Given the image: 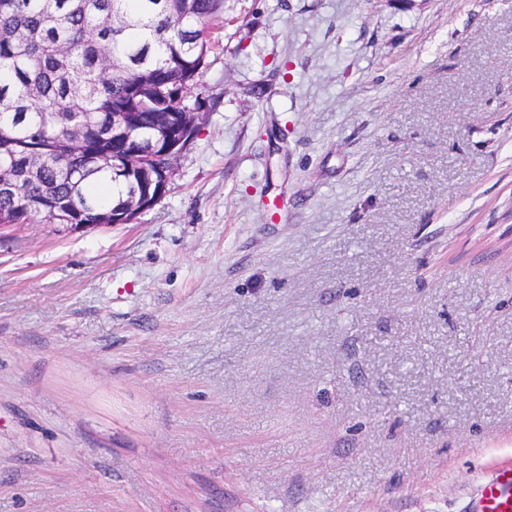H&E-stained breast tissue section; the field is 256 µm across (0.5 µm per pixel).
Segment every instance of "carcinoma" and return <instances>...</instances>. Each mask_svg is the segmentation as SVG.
I'll list each match as a JSON object with an SVG mask.
<instances>
[{
  "instance_id": "1",
  "label": "carcinoma",
  "mask_w": 512,
  "mask_h": 512,
  "mask_svg": "<svg viewBox=\"0 0 512 512\" xmlns=\"http://www.w3.org/2000/svg\"><path fill=\"white\" fill-rule=\"evenodd\" d=\"M223 14L224 0H0V223L112 219L128 184L91 163L112 154V113L200 109L187 97Z\"/></svg>"
}]
</instances>
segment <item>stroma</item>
<instances>
[{"label":"stroma","instance_id":"1","mask_svg":"<svg viewBox=\"0 0 512 512\" xmlns=\"http://www.w3.org/2000/svg\"><path fill=\"white\" fill-rule=\"evenodd\" d=\"M133 223L0 231V512H463L512 459V0H226Z\"/></svg>","mask_w":512,"mask_h":512}]
</instances>
